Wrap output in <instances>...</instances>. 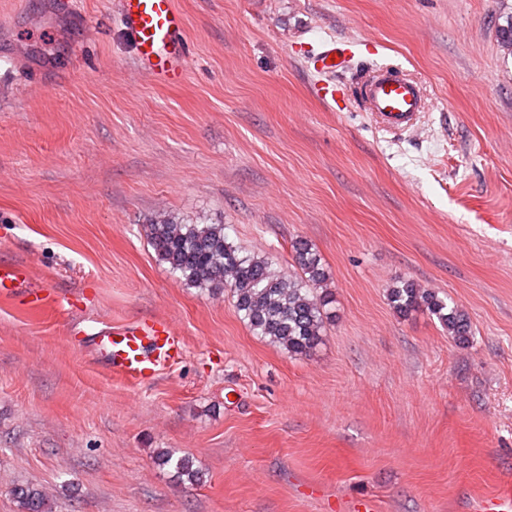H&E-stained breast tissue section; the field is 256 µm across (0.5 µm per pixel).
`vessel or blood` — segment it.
Masks as SVG:
<instances>
[{
    "mask_svg": "<svg viewBox=\"0 0 512 512\" xmlns=\"http://www.w3.org/2000/svg\"><path fill=\"white\" fill-rule=\"evenodd\" d=\"M121 23L134 40L142 71L155 81L181 82L188 71L185 19L175 0H117ZM347 62L341 49L317 54L313 67L333 75ZM365 101L377 121L389 130L415 125L427 101L421 87L398 73L382 69L363 83ZM95 351L113 372L145 383L158 367L182 357L185 343L165 320H140L121 327H107L91 337Z\"/></svg>",
    "mask_w": 512,
    "mask_h": 512,
    "instance_id": "1",
    "label": "vessel or blood"
}]
</instances>
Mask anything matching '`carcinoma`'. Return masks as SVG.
<instances>
[{
  "label": "carcinoma",
  "instance_id": "cac0c4a2",
  "mask_svg": "<svg viewBox=\"0 0 512 512\" xmlns=\"http://www.w3.org/2000/svg\"><path fill=\"white\" fill-rule=\"evenodd\" d=\"M159 259L185 283L213 293L229 289L237 313L250 330L293 356H307L321 343L332 295L320 291L328 279L321 255L305 239L291 244L297 272L284 274L270 256L251 254L227 242L222 224H181L163 220L147 225ZM393 309L402 316L425 310L436 316L448 334L468 342L465 313L448 305L430 289L402 280L388 290ZM163 465L174 464L179 480L195 483L199 471L186 456L160 454ZM21 512H45L46 493L35 486L14 490Z\"/></svg>",
  "mask_w": 512,
  "mask_h": 512
}]
</instances>
